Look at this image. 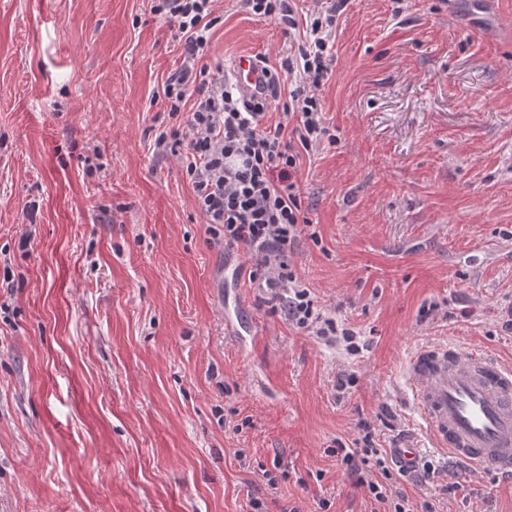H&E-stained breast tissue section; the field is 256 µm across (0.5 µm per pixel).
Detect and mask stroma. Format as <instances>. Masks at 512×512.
Returning a JSON list of instances; mask_svg holds the SVG:
<instances>
[{"label": "stroma", "instance_id": "35a3bbf8", "mask_svg": "<svg viewBox=\"0 0 512 512\" xmlns=\"http://www.w3.org/2000/svg\"><path fill=\"white\" fill-rule=\"evenodd\" d=\"M152 5L0 0V512H380L333 452L363 418L439 469L392 477L411 503L512 512V476L433 448L403 377L422 343L512 362V0L485 32L463 0L338 19L318 92L338 140L298 161L319 238L291 266L357 355L260 300L155 153L183 47ZM214 13L210 68L252 52L294 84L276 22Z\"/></svg>", "mask_w": 512, "mask_h": 512}]
</instances>
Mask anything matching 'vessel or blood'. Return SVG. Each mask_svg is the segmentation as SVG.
<instances>
[{"label": "vessel or blood", "mask_w": 512, "mask_h": 512, "mask_svg": "<svg viewBox=\"0 0 512 512\" xmlns=\"http://www.w3.org/2000/svg\"><path fill=\"white\" fill-rule=\"evenodd\" d=\"M230 75L246 95L266 81L250 53L232 60ZM404 372L433 448L478 472L512 474V365L445 341L416 347Z\"/></svg>", "instance_id": "b4317fda"}]
</instances>
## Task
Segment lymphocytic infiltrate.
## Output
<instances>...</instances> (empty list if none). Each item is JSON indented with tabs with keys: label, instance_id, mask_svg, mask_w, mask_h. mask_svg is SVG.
Instances as JSON below:
<instances>
[{
	"label": "lymphocytic infiltrate",
	"instance_id": "obj_1",
	"mask_svg": "<svg viewBox=\"0 0 512 512\" xmlns=\"http://www.w3.org/2000/svg\"><path fill=\"white\" fill-rule=\"evenodd\" d=\"M254 14L274 19L285 31H300L294 54L283 66L298 70L299 83L281 91L271 84L265 98L245 100L213 74L205 61L217 18L213 0H158L155 12L178 27L183 60L169 75L163 93L170 115L184 121L156 139L159 148L182 151L184 171L198 210L212 224L213 238L225 249L246 248L255 262L249 279L286 320L310 336L344 343L359 351L358 334L327 318L310 290L292 272L289 255L302 239H316L302 209L294 173L302 152L337 137L323 116L318 91L333 62L330 44L337 16L346 0H323L306 19H299L296 0H245ZM279 108L270 120L269 108ZM364 452L337 446L356 485L366 486L376 502L392 503L393 512H411L404 494L365 480L363 468L385 471L369 422H360Z\"/></svg>",
	"mask_w": 512,
	"mask_h": 512
}]
</instances>
